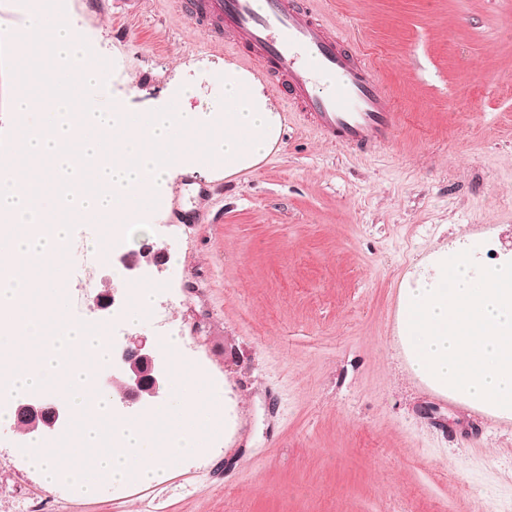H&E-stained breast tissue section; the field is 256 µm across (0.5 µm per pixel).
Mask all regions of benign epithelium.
<instances>
[{
	"label": "benign epithelium",
	"mask_w": 512,
	"mask_h": 512,
	"mask_svg": "<svg viewBox=\"0 0 512 512\" xmlns=\"http://www.w3.org/2000/svg\"><path fill=\"white\" fill-rule=\"evenodd\" d=\"M166 379V366L157 351L147 345V339L127 336L125 342L114 345L112 362L97 376L96 386L106 393L119 389L120 401L126 408H144L164 397ZM18 412L51 441L57 430L72 419V409L65 401L42 394L20 402Z\"/></svg>",
	"instance_id": "benign-epithelium-1"
}]
</instances>
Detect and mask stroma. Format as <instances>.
<instances>
[{
    "mask_svg": "<svg viewBox=\"0 0 512 512\" xmlns=\"http://www.w3.org/2000/svg\"><path fill=\"white\" fill-rule=\"evenodd\" d=\"M107 69V98L129 112L188 103L222 110L212 67L260 76L245 38L222 51L172 0H68ZM329 35L345 34L379 71L403 122L368 153L324 142L286 95L277 148L230 178L174 176L146 233L164 264L136 328L114 342L182 340L186 368L226 381L235 415L212 452L149 486L79 496L47 489L0 429V512H512V420L431 390L396 343L400 289L431 251L468 243L483 263L512 256V0H310ZM13 67L19 59H11ZM0 71V147L24 120L21 80ZM54 268L70 321L97 319L117 261L98 224L76 222Z\"/></svg>",
    "mask_w": 512,
    "mask_h": 512,
    "instance_id": "stroma-1",
    "label": "stroma"
}]
</instances>
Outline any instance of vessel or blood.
I'll return each instance as SVG.
<instances>
[{"label":"vessel or blood","instance_id":"1","mask_svg":"<svg viewBox=\"0 0 512 512\" xmlns=\"http://www.w3.org/2000/svg\"><path fill=\"white\" fill-rule=\"evenodd\" d=\"M212 47L243 33L268 72L284 75L298 106L329 142L359 151L386 145L403 121L376 67L349 41H335L294 0H173Z\"/></svg>","mask_w":512,"mask_h":512}]
</instances>
